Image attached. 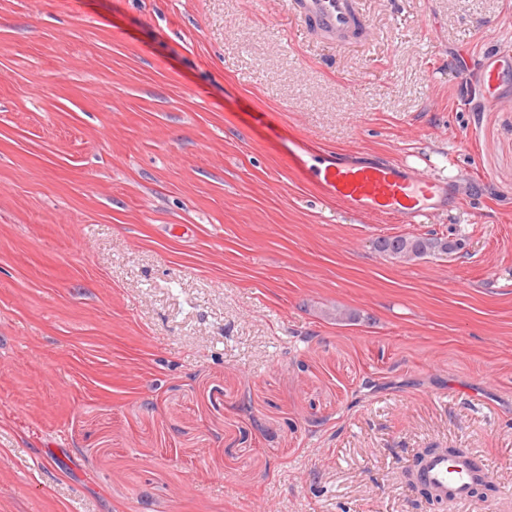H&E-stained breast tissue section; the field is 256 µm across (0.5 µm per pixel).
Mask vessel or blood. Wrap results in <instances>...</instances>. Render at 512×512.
<instances>
[{"instance_id":"1","label":"vessel or blood","mask_w":512,"mask_h":512,"mask_svg":"<svg viewBox=\"0 0 512 512\" xmlns=\"http://www.w3.org/2000/svg\"><path fill=\"white\" fill-rule=\"evenodd\" d=\"M288 8L304 26L335 40L337 48L363 45L375 37L361 0H289ZM303 174L323 195L346 208L392 216L403 224L412 223L423 206L447 192L444 182L406 161H332L306 167ZM415 478L433 499L443 502L468 499L473 488L492 475L472 457L452 459L438 452L417 459Z\"/></svg>"}]
</instances>
